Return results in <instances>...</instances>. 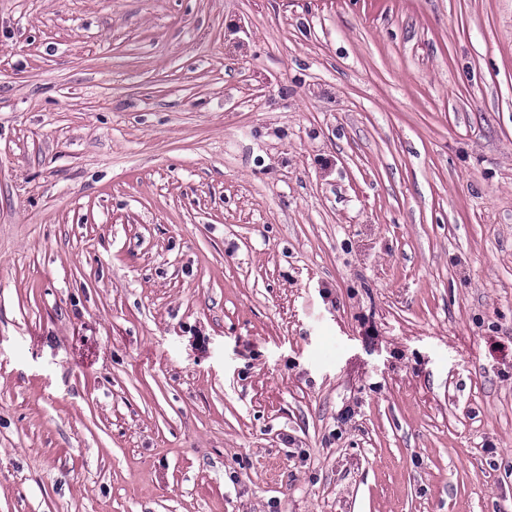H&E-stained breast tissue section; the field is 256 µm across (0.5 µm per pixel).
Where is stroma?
Here are the masks:
<instances>
[{
  "mask_svg": "<svg viewBox=\"0 0 512 512\" xmlns=\"http://www.w3.org/2000/svg\"><path fill=\"white\" fill-rule=\"evenodd\" d=\"M0 512H512V0H0Z\"/></svg>",
  "mask_w": 512,
  "mask_h": 512,
  "instance_id": "stroma-1",
  "label": "stroma"
}]
</instances>
